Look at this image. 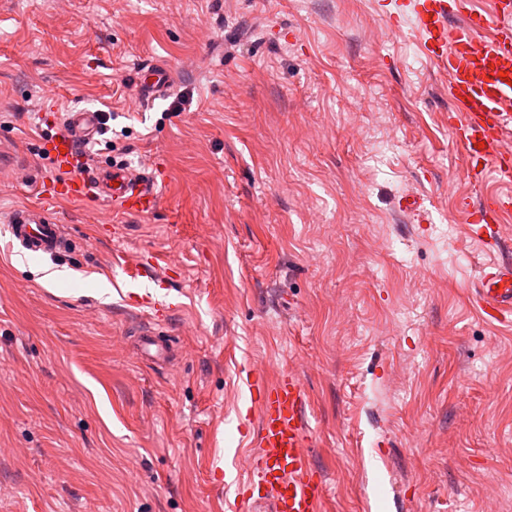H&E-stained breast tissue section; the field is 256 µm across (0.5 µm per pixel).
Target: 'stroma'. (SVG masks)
Segmentation results:
<instances>
[{
  "label": "stroma",
  "instance_id": "1",
  "mask_svg": "<svg viewBox=\"0 0 512 512\" xmlns=\"http://www.w3.org/2000/svg\"><path fill=\"white\" fill-rule=\"evenodd\" d=\"M385 32L375 0H0V512H230L256 370L301 377L324 512H512V323L471 299L490 257L458 207L496 181L447 75ZM145 60L173 72L148 103ZM75 108L111 115L95 165L159 167L160 207L58 204L71 249L20 256L40 115ZM144 251L166 310L98 295ZM142 322L171 363L135 354Z\"/></svg>",
  "mask_w": 512,
  "mask_h": 512
}]
</instances>
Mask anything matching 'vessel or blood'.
<instances>
[{"label": "vessel or blood", "instance_id": "vessel-or-blood-1", "mask_svg": "<svg viewBox=\"0 0 512 512\" xmlns=\"http://www.w3.org/2000/svg\"><path fill=\"white\" fill-rule=\"evenodd\" d=\"M394 34L411 28L422 51L448 76V116L452 138L468 172H489L500 190L482 195L479 203L464 201L468 231L491 256L477 279L472 300L490 321L512 316V243L501 230L512 214V0H395L384 10ZM144 101L164 95L172 74L164 65L147 62L137 71ZM102 115L87 109L67 112L61 129L45 142L57 176L37 180L36 202L14 211L8 220L12 242L33 257L61 255L68 250L62 225L50 206L62 201H99L119 214L150 215L161 202L154 173L124 166H102L85 175L82 145L100 130ZM153 255L121 268L127 286L143 290L148 308L157 304L147 291L148 272L158 265ZM140 348L151 358H167L170 348L151 329L139 332ZM250 386L258 417L257 450L248 455L246 476L238 486L236 512H323L326 485L312 462L308 440V400L295 372L268 381L253 374Z\"/></svg>", "mask_w": 512, "mask_h": 512}]
</instances>
